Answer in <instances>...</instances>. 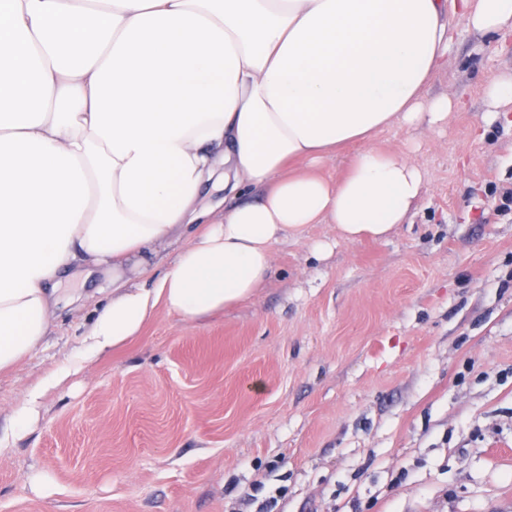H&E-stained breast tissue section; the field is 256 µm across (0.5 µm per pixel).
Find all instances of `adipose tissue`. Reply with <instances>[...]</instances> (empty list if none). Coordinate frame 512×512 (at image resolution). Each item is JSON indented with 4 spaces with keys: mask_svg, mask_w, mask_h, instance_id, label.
<instances>
[{
    "mask_svg": "<svg viewBox=\"0 0 512 512\" xmlns=\"http://www.w3.org/2000/svg\"><path fill=\"white\" fill-rule=\"evenodd\" d=\"M454 17L512 36V0H0V371L37 350L73 268L109 295L86 360L157 305L194 321L251 297L310 225L388 237L426 174L374 140L459 108L427 95ZM362 149L363 146L360 144L350 145L337 158L335 156L326 161L320 171L324 175L336 180V178L341 177L345 173L350 162L360 153ZM178 244H173L170 247L163 249L159 256L155 259L154 264L149 270L141 276L140 281L145 285L146 288H150L154 282L165 270L167 265L173 259Z\"/></svg>",
    "mask_w": 512,
    "mask_h": 512,
    "instance_id": "adipose-tissue-1",
    "label": "adipose tissue"
}]
</instances>
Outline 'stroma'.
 <instances>
[{
    "instance_id": "obj_1",
    "label": "stroma",
    "mask_w": 512,
    "mask_h": 512,
    "mask_svg": "<svg viewBox=\"0 0 512 512\" xmlns=\"http://www.w3.org/2000/svg\"><path fill=\"white\" fill-rule=\"evenodd\" d=\"M511 72L512 37L454 22L428 94L465 110L376 139L427 175L408 223L358 242L315 224L253 297L193 322L157 306L17 433L106 300L64 280L39 348L0 372V512H512V121L484 118Z\"/></svg>"
}]
</instances>
